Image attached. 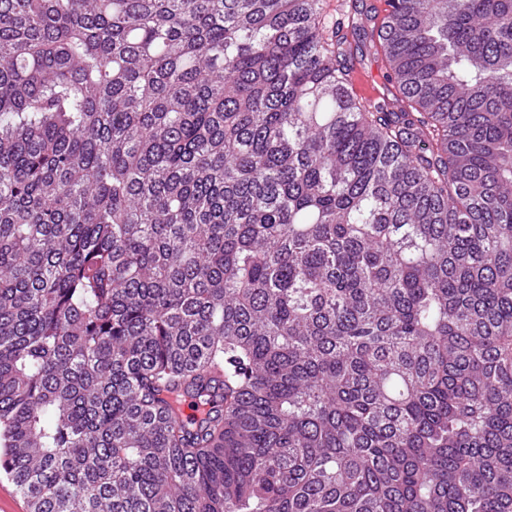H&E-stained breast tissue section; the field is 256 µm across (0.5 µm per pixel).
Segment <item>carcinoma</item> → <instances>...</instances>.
Returning <instances> with one entry per match:
<instances>
[{"label": "carcinoma", "mask_w": 512, "mask_h": 512, "mask_svg": "<svg viewBox=\"0 0 512 512\" xmlns=\"http://www.w3.org/2000/svg\"><path fill=\"white\" fill-rule=\"evenodd\" d=\"M362 2L0 0L29 512H512V0ZM356 61L355 74H360L374 88L382 91L384 83V75H386V66L381 54H377L374 49H371L364 54L362 61ZM354 74V75H355Z\"/></svg>", "instance_id": "cac0c4a2"}]
</instances>
